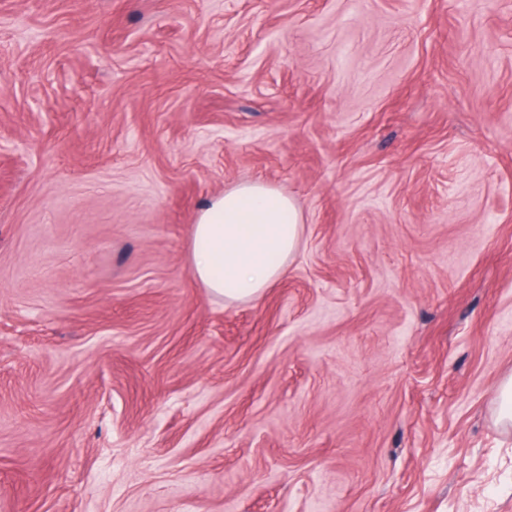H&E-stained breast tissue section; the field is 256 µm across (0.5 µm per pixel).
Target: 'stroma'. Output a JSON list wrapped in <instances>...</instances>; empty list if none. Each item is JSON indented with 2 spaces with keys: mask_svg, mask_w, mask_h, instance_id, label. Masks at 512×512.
<instances>
[{
  "mask_svg": "<svg viewBox=\"0 0 512 512\" xmlns=\"http://www.w3.org/2000/svg\"><path fill=\"white\" fill-rule=\"evenodd\" d=\"M510 376L512 0H0V512H512ZM302 226L289 195L261 181L234 184L200 209L189 235L187 262L212 294L256 300L287 273ZM271 255L279 261L269 262ZM496 418L504 427L512 425V377L505 379L499 386Z\"/></svg>",
  "mask_w": 512,
  "mask_h": 512,
  "instance_id": "obj_1",
  "label": "stroma"
}]
</instances>
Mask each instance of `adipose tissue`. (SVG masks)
Masks as SVG:
<instances>
[{
	"label": "adipose tissue",
	"instance_id": "adipose-tissue-1",
	"mask_svg": "<svg viewBox=\"0 0 512 512\" xmlns=\"http://www.w3.org/2000/svg\"><path fill=\"white\" fill-rule=\"evenodd\" d=\"M302 226L289 195L261 181L235 184L200 209L187 262L212 294L252 301L287 273Z\"/></svg>",
	"mask_w": 512,
	"mask_h": 512
}]
</instances>
